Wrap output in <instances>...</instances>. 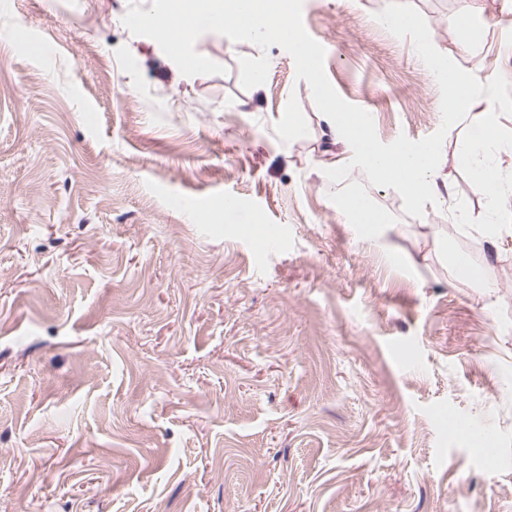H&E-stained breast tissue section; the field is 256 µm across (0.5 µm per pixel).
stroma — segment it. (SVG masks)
<instances>
[{"label":"stroma","mask_w":512,"mask_h":512,"mask_svg":"<svg viewBox=\"0 0 512 512\" xmlns=\"http://www.w3.org/2000/svg\"><path fill=\"white\" fill-rule=\"evenodd\" d=\"M411 2L512 81V0ZM386 4L303 24L382 142L420 140L440 91ZM127 8L0 0V512H512V235L450 214L486 209L465 125L408 216L361 169L327 179L347 154L281 47L206 33L226 71L188 77ZM354 192L393 225L348 223Z\"/></svg>","instance_id":"stroma-1"}]
</instances>
